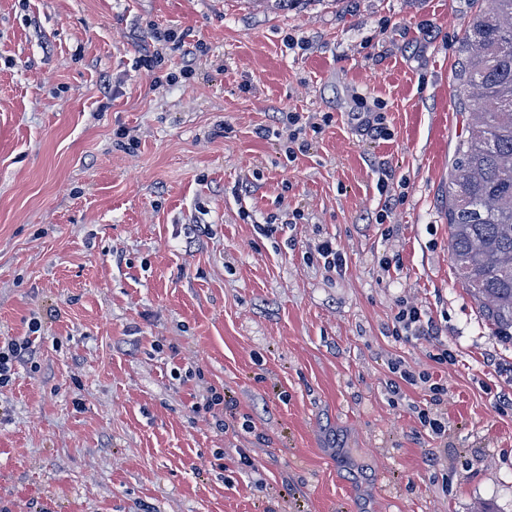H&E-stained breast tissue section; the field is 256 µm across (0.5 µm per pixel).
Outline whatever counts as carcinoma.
Wrapping results in <instances>:
<instances>
[{"mask_svg": "<svg viewBox=\"0 0 512 512\" xmlns=\"http://www.w3.org/2000/svg\"><path fill=\"white\" fill-rule=\"evenodd\" d=\"M464 52L457 86L472 122L448 175L449 247L482 318L512 344V0H487Z\"/></svg>", "mask_w": 512, "mask_h": 512, "instance_id": "1", "label": "carcinoma"}]
</instances>
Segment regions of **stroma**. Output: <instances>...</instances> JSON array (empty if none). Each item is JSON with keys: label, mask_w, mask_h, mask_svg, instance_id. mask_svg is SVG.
<instances>
[{"label": "stroma", "mask_w": 512, "mask_h": 512, "mask_svg": "<svg viewBox=\"0 0 512 512\" xmlns=\"http://www.w3.org/2000/svg\"><path fill=\"white\" fill-rule=\"evenodd\" d=\"M483 3L0 0V342L36 350L0 387V512H512V344L446 218ZM403 301L451 361L394 335ZM317 254L323 260L325 269L336 273L343 270L345 259L331 240L321 242L317 248Z\"/></svg>", "instance_id": "35a3bbf8"}]
</instances>
